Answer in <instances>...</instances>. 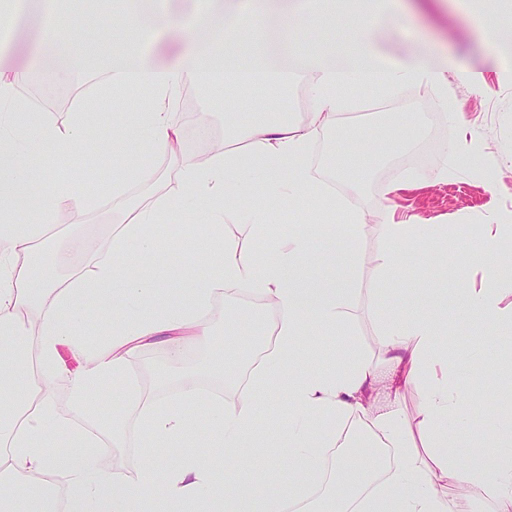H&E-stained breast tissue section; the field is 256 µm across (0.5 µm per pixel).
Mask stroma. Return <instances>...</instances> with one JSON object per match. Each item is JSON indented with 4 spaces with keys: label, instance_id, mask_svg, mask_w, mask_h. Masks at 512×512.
Here are the masks:
<instances>
[{
    "label": "stroma",
    "instance_id": "1",
    "mask_svg": "<svg viewBox=\"0 0 512 512\" xmlns=\"http://www.w3.org/2000/svg\"><path fill=\"white\" fill-rule=\"evenodd\" d=\"M177 25L149 45L150 56L161 68L174 66L183 53V28L194 14L192 0H177ZM94 30L102 33L108 44L118 43L123 33L114 27L111 10L103 0H94L77 12L73 35ZM387 48L391 55H403L407 49L421 47L433 63L442 57L453 58L457 66L448 72V99L440 101L434 89L405 86L388 98L387 109H378L368 86H353L347 91L349 110L338 113L334 125L318 131L309 150V164L316 175L335 179L338 193L347 197L351 207L366 217H374L384 207L397 213L413 214L426 224L454 226L453 248L434 254L401 245L394 271L379 275V256L385 244L374 225H367L360 243L357 270L358 286L351 301L347 327L332 335L312 336L326 358L341 360L360 353L381 362L379 350L380 319L398 316L425 299L432 275H439L448 290V342L463 361L460 379L470 394L482 400L480 412L471 418L473 432H481L499 406L512 399V371L489 378L484 366L468 361L467 355L478 339V329L470 319L460 316L468 288L477 286L481 274L470 271L460 276L474 241L469 227L473 224L512 222V70L504 68L493 51L483 43L454 0H419L416 8L394 13L386 27ZM70 59L55 40L45 36L36 22L22 24L8 32V41L0 45V74L26 75L30 86L45 84L47 78L67 70ZM290 111L296 120H304L305 111L295 109L286 91L257 87L246 100L217 94L213 88L185 81L175 95L177 112H194L203 117L211 132L223 133L228 113L238 122H247L252 113L268 112L275 106ZM418 113L426 129L415 148L401 147L403 128L399 115ZM360 132L368 143L365 153L347 155L339 140L340 129ZM143 146L135 137H127L120 153H86L64 159L63 164L79 173L73 186L83 193L100 191L118 176L126 165L140 162ZM341 164L338 174H331V163ZM495 171L501 184L490 188L482 174ZM399 184L400 189L385 196L380 185ZM119 205L111 198L99 201L94 209L64 208L46 227L44 236L53 243H66L72 229H79L88 248L79 260L67 261L56 273L62 282L87 274L96 255L109 242ZM153 272L178 279L183 289L192 288L194 276L204 275L197 266L188 221L171 223L158 231V253ZM216 325L232 321L233 331L225 336V393L234 392L249 377L257 352L267 345V323L272 312L265 305L227 291L208 313ZM206 359L203 351L187 349L180 362L167 358L163 347L149 345L140 349L134 371L128 380L132 387L154 381L163 393H173L176 384L189 376H201ZM288 416V385L279 383L264 399L256 421L258 444L238 451L237 464L243 468L261 466L269 483L284 486L288 473L266 463L272 437L265 427L269 420Z\"/></svg>",
    "mask_w": 512,
    "mask_h": 512
}]
</instances>
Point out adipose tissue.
<instances>
[{"label": "adipose tissue", "instance_id": "obj_1", "mask_svg": "<svg viewBox=\"0 0 512 512\" xmlns=\"http://www.w3.org/2000/svg\"><path fill=\"white\" fill-rule=\"evenodd\" d=\"M112 4L124 38L108 52L102 85L134 99L128 126L151 154L168 153L179 140L173 99L191 75L210 80L216 90L228 86L245 94L259 83L287 88L301 74L313 110L301 122L268 112L236 126L241 149L184 161L170 196L150 192L126 199L129 185L149 177L142 164L129 165L107 186L113 197L125 198L127 213L116 221L108 249L90 274L58 284L48 282L34 262L40 227L52 223L61 207L86 208L93 200L50 181L52 163L80 151L120 148L124 126L114 125L111 142H93L87 109L72 112L66 128H58L22 95L26 76L0 78V117L9 126L0 130V391L11 394L0 403V450L9 461L0 468V512H130L134 498L139 512H287L291 495L301 497L303 512H461L460 501L486 499L496 503V512H512V405L502 407L480 436L471 434L472 403L448 348L442 308L431 305L385 321L382 364L356 357L321 368L305 355L304 326L332 332L349 318L365 229L346 198L314 175L307 150L315 134L349 108L343 93L349 84L388 92L406 83L439 91L448 85L447 64H429L417 50L401 58L386 50L383 22L398 0H249L222 26L204 10L184 33L180 63L164 69L153 65L146 36L174 25L173 14L157 10L155 0ZM339 17L349 19L350 37L324 34L303 44V20ZM243 31L258 46L246 70L221 55L223 44ZM34 182L48 189L32 220L23 222L25 189ZM284 200L342 214L343 221L320 219L281 236L269 222V208ZM179 213L193 218L195 251L208 269L186 292L173 279L141 271L156 258L157 230ZM377 229L390 246L381 257L385 271L396 264L403 243L431 253L448 247L447 225L399 219L391 210L379 212ZM472 233L477 244L467 266L482 278L469 289L461 312L482 328L480 350L495 365L511 367L512 347L498 339L512 334V304L503 302L512 288V265L502 259L512 225L477 224ZM259 239L275 240L273 254L256 247ZM314 266L325 267V274L311 275ZM230 288L248 291L275 314L273 346L237 402L204 398L198 383L187 380L165 399L126 386L138 350L150 343L163 345L173 359L189 346L205 350L207 374L223 378L224 348L206 314ZM91 302L111 314L96 328L88 324ZM62 345L86 363L68 378L72 400L64 414L53 393L35 394L30 384L34 373L46 385L60 376ZM281 376L288 379L293 413L272 429V462L291 475L284 490L268 485L261 469L242 471L230 463L232 449L252 447L255 403L270 395ZM422 379L428 394L419 417L430 433L431 468L414 452L401 410L405 391ZM105 381L121 385V419L91 405L92 392ZM380 395L388 402L382 410L375 406ZM202 404L207 426L196 433L191 412ZM187 445L195 454L172 464L163 481L150 465L130 475L104 469L97 453L103 446L164 451ZM452 446L462 456L450 455ZM329 448L335 454L328 461ZM353 448L369 449L371 463L350 476V491L341 496L330 486L348 476ZM443 479L451 480L455 496L437 490Z\"/></svg>", "mask_w": 512, "mask_h": 512}]
</instances>
